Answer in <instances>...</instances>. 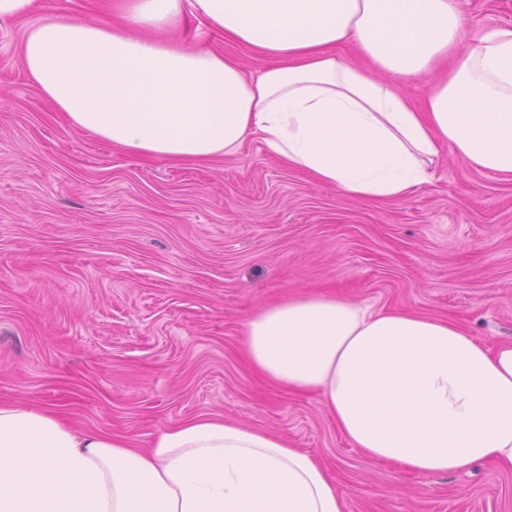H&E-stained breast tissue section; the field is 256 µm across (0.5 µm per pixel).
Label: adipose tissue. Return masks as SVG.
I'll use <instances>...</instances> for the list:
<instances>
[{"label":"adipose tissue","instance_id":"1","mask_svg":"<svg viewBox=\"0 0 512 512\" xmlns=\"http://www.w3.org/2000/svg\"><path fill=\"white\" fill-rule=\"evenodd\" d=\"M121 22L49 19L24 66L68 122L135 155L176 162L239 152L248 136L361 201L412 194L441 149L512 175V27L462 44L457 0H119ZM271 62L166 39L186 16ZM354 43L360 67L336 53ZM413 104L397 83L435 71ZM250 365L319 393L369 460L421 476L491 461L512 471V342L448 320L308 292L243 325ZM325 468L287 441L214 415L149 448L0 403V512H343Z\"/></svg>","mask_w":512,"mask_h":512}]
</instances>
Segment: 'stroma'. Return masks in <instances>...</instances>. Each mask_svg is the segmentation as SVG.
Listing matches in <instances>:
<instances>
[{
	"mask_svg": "<svg viewBox=\"0 0 512 512\" xmlns=\"http://www.w3.org/2000/svg\"><path fill=\"white\" fill-rule=\"evenodd\" d=\"M463 36L512 26V0H458ZM103 20L102 0H35L0 20V402L148 447L217 414L285 438L327 469L345 512H512V471L424 477L368 460L321 397L277 388L244 358L261 307L329 289L379 309L512 340V176L441 152L429 183L381 203L318 184L248 139L169 163L73 128L29 79L27 30ZM176 42L265 58L188 19Z\"/></svg>",
	"mask_w": 512,
	"mask_h": 512,
	"instance_id": "1",
	"label": "stroma"
}]
</instances>
